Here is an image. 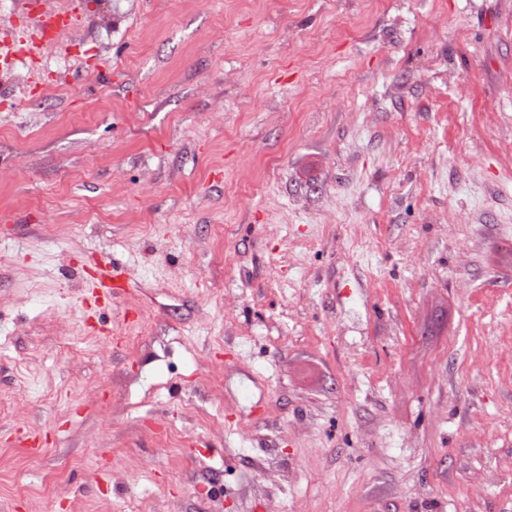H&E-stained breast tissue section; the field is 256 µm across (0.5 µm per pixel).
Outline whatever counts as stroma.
I'll list each match as a JSON object with an SVG mask.
<instances>
[{"label":"stroma","instance_id":"stroma-1","mask_svg":"<svg viewBox=\"0 0 512 512\" xmlns=\"http://www.w3.org/2000/svg\"><path fill=\"white\" fill-rule=\"evenodd\" d=\"M2 37L0 512H512V0Z\"/></svg>","mask_w":512,"mask_h":512}]
</instances>
